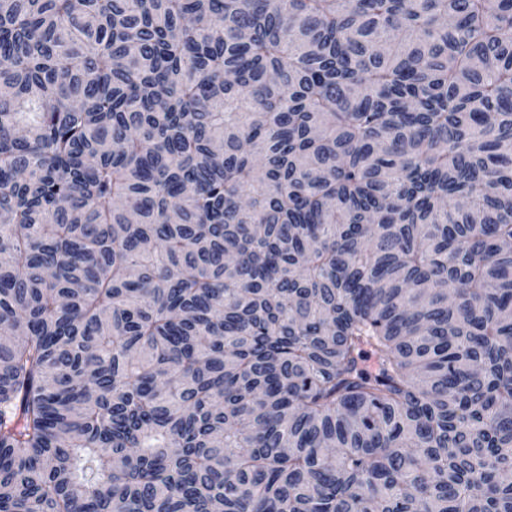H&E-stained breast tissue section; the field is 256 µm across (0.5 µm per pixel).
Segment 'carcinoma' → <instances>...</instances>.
<instances>
[{
  "mask_svg": "<svg viewBox=\"0 0 512 512\" xmlns=\"http://www.w3.org/2000/svg\"><path fill=\"white\" fill-rule=\"evenodd\" d=\"M0 89V512H512V0H0Z\"/></svg>",
  "mask_w": 512,
  "mask_h": 512,
  "instance_id": "cac0c4a2",
  "label": "carcinoma"
}]
</instances>
